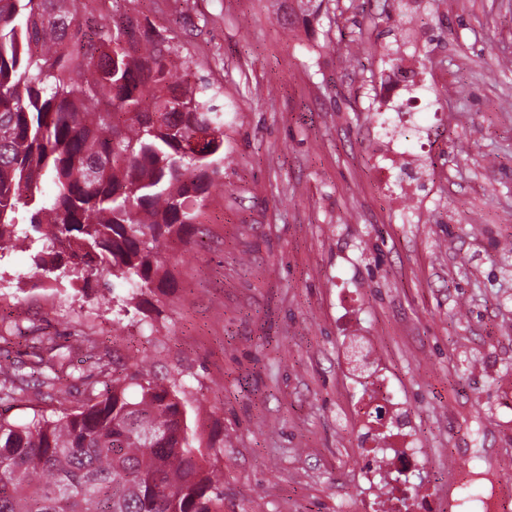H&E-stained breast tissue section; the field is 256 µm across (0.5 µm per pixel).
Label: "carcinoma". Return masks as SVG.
<instances>
[{"label": "carcinoma", "mask_w": 512, "mask_h": 512, "mask_svg": "<svg viewBox=\"0 0 512 512\" xmlns=\"http://www.w3.org/2000/svg\"><path fill=\"white\" fill-rule=\"evenodd\" d=\"M116 2L0 0V258L33 249L46 282L104 303L167 287L174 246L220 185L230 125L174 30ZM202 130L211 139L188 152ZM80 342L98 376L84 398L0 414V512H224L178 380ZM26 355L0 354V402H52L76 378L52 337Z\"/></svg>", "instance_id": "cac0c4a2"}]
</instances>
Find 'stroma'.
<instances>
[{"mask_svg":"<svg viewBox=\"0 0 512 512\" xmlns=\"http://www.w3.org/2000/svg\"><path fill=\"white\" fill-rule=\"evenodd\" d=\"M175 17L199 71L234 107L222 187L177 247L174 286L146 314L125 288H42L32 251L0 259V311L26 335L124 338L176 376L224 488V512H363L360 394L345 336L373 337L412 412L424 469L398 512H472L512 483V0H423L419 99L399 138L422 183L380 181L371 81L402 52L399 0H138Z\"/></svg>","mask_w":512,"mask_h":512,"instance_id":"obj_1","label":"stroma"}]
</instances>
